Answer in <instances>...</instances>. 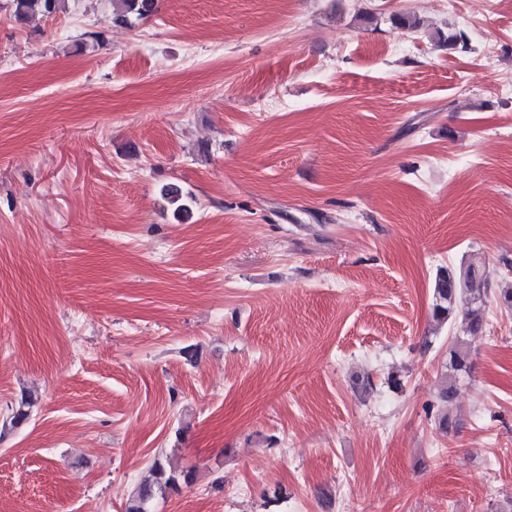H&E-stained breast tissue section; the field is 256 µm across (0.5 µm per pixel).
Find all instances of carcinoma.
Here are the masks:
<instances>
[{
	"label": "carcinoma",
	"instance_id": "cac0c4a2",
	"mask_svg": "<svg viewBox=\"0 0 512 512\" xmlns=\"http://www.w3.org/2000/svg\"><path fill=\"white\" fill-rule=\"evenodd\" d=\"M67 0H10L12 15L19 21L41 14L51 16L66 11ZM117 7L113 10L110 23L113 25L134 27L158 12L159 0H113ZM489 276L486 271L469 263L464 270L441 268L437 272L433 288V318L439 323L448 321L460 307L467 308L465 314L466 331L475 336L483 331L482 310L488 298ZM448 373L442 388L438 392L439 411L434 419L438 428L448 432V406L456 396V382L462 374L471 370L468 352L461 341L449 350ZM192 473L177 472L168 469L160 459H155L149 469V475L140 482L129 500L125 512H151L155 496L166 490H174L179 484L191 483Z\"/></svg>",
	"mask_w": 512,
	"mask_h": 512
}]
</instances>
